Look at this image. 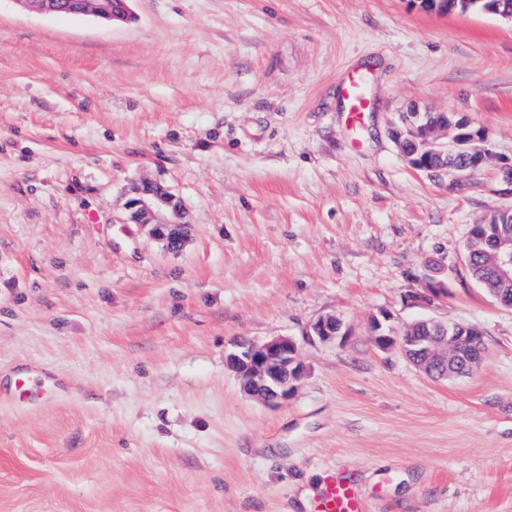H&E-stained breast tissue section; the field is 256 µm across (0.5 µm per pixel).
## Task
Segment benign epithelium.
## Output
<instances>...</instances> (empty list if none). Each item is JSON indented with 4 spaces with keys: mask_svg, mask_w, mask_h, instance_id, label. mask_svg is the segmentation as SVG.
Wrapping results in <instances>:
<instances>
[{
    "mask_svg": "<svg viewBox=\"0 0 512 512\" xmlns=\"http://www.w3.org/2000/svg\"><path fill=\"white\" fill-rule=\"evenodd\" d=\"M485 2L483 11L512 20V10L500 8V0H433V12L437 14H467L476 4ZM21 9L49 15L92 16L106 23L126 22L131 11L117 13L112 0H13ZM423 142L425 149L415 156L406 154L411 164L421 170L428 169L425 160L448 152V141L441 140L436 129L427 126L412 130ZM490 149L483 146L474 151L473 162L466 168L465 177L477 173L490 158ZM128 220L150 227L152 234L166 241L167 247L178 250L188 239L191 221L181 201L167 189L152 183L135 186L126 203ZM498 257L496 276L505 284L512 283V234H504L494 244ZM343 327L339 318L327 315L313 325L314 335L322 342L337 339L336 328ZM378 347L388 349L394 345L425 372L452 375L449 367L460 358L474 367L483 360L486 342L482 332L474 326L457 324L452 328L441 326L431 319L413 322L407 333L400 338L388 334L374 337ZM244 392L266 404H278L287 400L308 374L301 360L296 343L285 336L274 337L262 343L237 341L234 351L226 357Z\"/></svg>",
    "mask_w": 512,
    "mask_h": 512,
    "instance_id": "1",
    "label": "benign epithelium"
}]
</instances>
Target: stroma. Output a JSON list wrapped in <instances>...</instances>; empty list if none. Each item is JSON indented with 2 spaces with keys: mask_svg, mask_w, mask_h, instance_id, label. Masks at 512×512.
Listing matches in <instances>:
<instances>
[{
  "mask_svg": "<svg viewBox=\"0 0 512 512\" xmlns=\"http://www.w3.org/2000/svg\"><path fill=\"white\" fill-rule=\"evenodd\" d=\"M130 7L0 0V512H312L331 468L369 512H512V308L461 252L512 210V24L419 0ZM413 109L484 128L482 171L412 168L392 131ZM142 181L189 212L182 250L127 223ZM384 313L476 326L486 356L427 374L375 345ZM329 314L346 337L312 339ZM276 336L308 374L269 406L225 356ZM21 9L49 15L92 16L106 23L126 22L132 18L127 5L126 11L116 13L112 0H13ZM340 95L346 104L347 119L356 122L368 106L363 97L361 79L357 74H347L340 85Z\"/></svg>",
  "mask_w": 512,
  "mask_h": 512,
  "instance_id": "1",
  "label": "stroma"
}]
</instances>
